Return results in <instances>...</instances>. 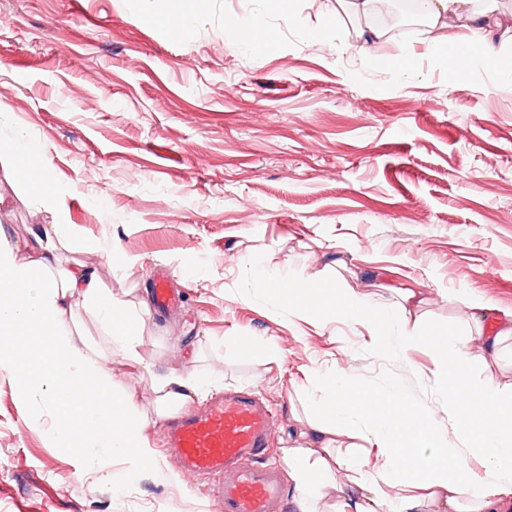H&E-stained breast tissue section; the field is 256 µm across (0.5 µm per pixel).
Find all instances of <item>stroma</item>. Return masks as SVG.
Wrapping results in <instances>:
<instances>
[{
	"mask_svg": "<svg viewBox=\"0 0 512 512\" xmlns=\"http://www.w3.org/2000/svg\"><path fill=\"white\" fill-rule=\"evenodd\" d=\"M167 6L0 0V146L39 144L56 190L44 204L0 167V233L24 242L75 225L61 266L83 264L132 300L152 299L167 273L178 301L152 310L146 362L152 373L222 379L192 412L233 392L269 405L266 464L283 465L304 366L335 361L371 393L404 388L445 418L429 348L378 355L346 322L294 334L258 298L256 271L279 266L371 294L388 272L395 286L421 289L432 333L468 332L478 304L511 313L512 82L475 57L453 78L438 61L441 29L424 22L373 39L367 16L325 11L321 0H198L181 35L165 24ZM258 15L274 40L237 49L225 20ZM199 270L209 287L195 281ZM86 327L116 385L151 410L149 376ZM270 337L282 350L278 381L261 347ZM51 423L0 365V512H220L194 478L128 481V464L48 439Z\"/></svg>",
	"mask_w": 512,
	"mask_h": 512,
	"instance_id": "1",
	"label": "stroma"
}]
</instances>
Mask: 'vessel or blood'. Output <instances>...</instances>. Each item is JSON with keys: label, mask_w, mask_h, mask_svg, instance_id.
Instances as JSON below:
<instances>
[{"label": "vessel or blood", "mask_w": 512, "mask_h": 512, "mask_svg": "<svg viewBox=\"0 0 512 512\" xmlns=\"http://www.w3.org/2000/svg\"><path fill=\"white\" fill-rule=\"evenodd\" d=\"M271 424L266 407L232 396L174 419L167 443L182 468L212 489L223 512H275L284 497L282 472L260 460Z\"/></svg>", "instance_id": "b4317fda"}]
</instances>
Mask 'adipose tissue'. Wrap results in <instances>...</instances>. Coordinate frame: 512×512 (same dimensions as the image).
Returning a JSON list of instances; mask_svg holds the SVG:
<instances>
[{
  "label": "adipose tissue",
  "instance_id": "adipose-tissue-1",
  "mask_svg": "<svg viewBox=\"0 0 512 512\" xmlns=\"http://www.w3.org/2000/svg\"><path fill=\"white\" fill-rule=\"evenodd\" d=\"M401 0L403 10L444 29L450 70L471 50L492 68L502 48L491 39L473 43L470 30L493 25L497 0ZM36 143L15 142L6 154L25 182L53 202L54 192L37 163ZM69 224L52 225L34 243L0 237V357L15 369L19 397L37 396L51 407L48 437L89 456L127 461L162 481L178 480L155 456L150 426L204 399L217 381L199 371L152 376L154 412L146 414L131 392L117 388L112 371L87 338L82 315L109 337L127 366L146 368L141 354L150 308L102 288L83 266L58 268L57 245L78 241ZM265 295L288 313L289 323L333 318L363 326L373 349L406 357L420 345L433 349L442 373L447 421L413 409L403 392L367 393L343 368H301L315 398L303 400L298 437L283 447L293 486L292 512H512V384L475 382V363L499 359L512 324L479 336L426 333L414 313L422 299L408 289L366 294L301 281L274 270L262 277ZM480 463L472 469L470 460Z\"/></svg>",
  "mask_w": 512,
  "mask_h": 512
}]
</instances>
